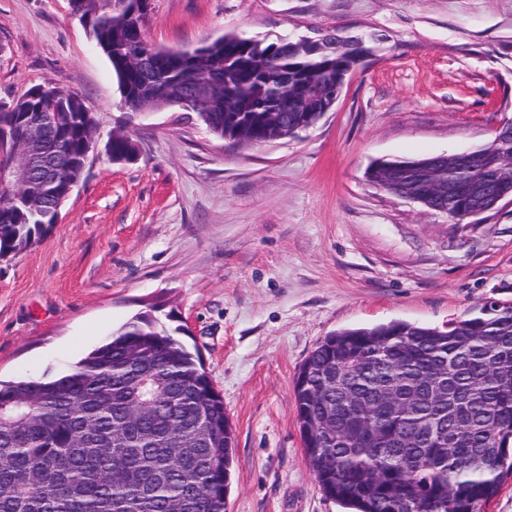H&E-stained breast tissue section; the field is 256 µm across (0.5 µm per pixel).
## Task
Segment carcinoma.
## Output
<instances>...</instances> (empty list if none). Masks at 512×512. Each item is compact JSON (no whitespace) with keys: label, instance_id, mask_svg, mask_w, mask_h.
I'll return each mask as SVG.
<instances>
[{"label":"carcinoma","instance_id":"1","mask_svg":"<svg viewBox=\"0 0 512 512\" xmlns=\"http://www.w3.org/2000/svg\"><path fill=\"white\" fill-rule=\"evenodd\" d=\"M109 0H71L72 11L108 59L128 112H152L196 94V115L225 142L261 145L284 118L293 133L327 108L324 88L360 57L358 35L337 29L318 52L227 33L186 72L146 38V24ZM44 139L50 177L0 187V258L50 230L55 194L84 177L95 118L77 94L48 80L0 102V125ZM111 159L133 161L139 146L124 127ZM374 178L398 194L425 185L410 173ZM437 179L483 180L488 196L512 188V131L469 152L465 165L439 161ZM439 213L476 205L436 194ZM172 314L142 312L55 376L0 380V512H227L234 434L198 352L171 326ZM306 460L327 497L347 512H482L512 474V302H486L480 315L436 327L390 322L326 337L294 386Z\"/></svg>","mask_w":512,"mask_h":512}]
</instances>
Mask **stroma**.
Instances as JSON below:
<instances>
[{"label":"stroma","mask_w":512,"mask_h":512,"mask_svg":"<svg viewBox=\"0 0 512 512\" xmlns=\"http://www.w3.org/2000/svg\"><path fill=\"white\" fill-rule=\"evenodd\" d=\"M330 27L381 42L314 127L232 147L161 108L129 128L138 160L115 163L116 77L69 0H0V101L52 79L96 118L59 224L0 260V379L68 370L163 305L224 399L228 512H344L307 463L294 402L325 337L512 301V205L455 224L365 177L380 158L484 148L512 121V0H151L146 36L177 49Z\"/></svg>","instance_id":"stroma-1"}]
</instances>
